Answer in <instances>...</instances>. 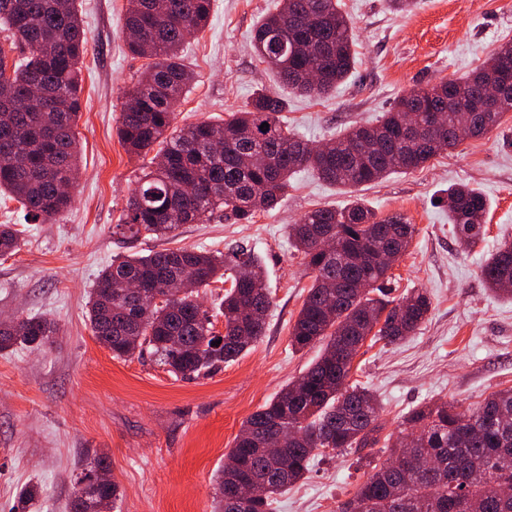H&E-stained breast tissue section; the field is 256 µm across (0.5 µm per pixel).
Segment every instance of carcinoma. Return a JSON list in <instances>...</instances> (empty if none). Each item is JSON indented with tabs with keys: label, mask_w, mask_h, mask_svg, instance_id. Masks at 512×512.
Instances as JSON below:
<instances>
[{
	"label": "carcinoma",
	"mask_w": 512,
	"mask_h": 512,
	"mask_svg": "<svg viewBox=\"0 0 512 512\" xmlns=\"http://www.w3.org/2000/svg\"><path fill=\"white\" fill-rule=\"evenodd\" d=\"M127 0L125 34L132 54L150 60L146 74L124 91L118 138L146 160L117 232L133 239L165 237L216 211L250 224L279 205L300 168L340 188H354L392 173L413 171L463 141L482 136L512 112V42L494 50L478 71L460 79L415 86L374 124L344 129L315 150L282 119L288 95L324 97L345 81L355 53L353 30L340 0H283L259 21L252 37L258 60L278 89L261 86L245 108L220 124L175 126L176 109L194 81L182 60L185 29H203L213 0ZM0 24L11 31L0 45V194L7 193L33 219L48 220L70 206L80 149L75 127L81 110L80 64L88 39L77 0H0ZM22 58L9 60V53ZM322 75L315 87L304 74ZM495 83L502 97L476 114L474 127L457 133L456 117L474 109ZM416 115V137L403 131ZM443 115V125L431 116ZM269 128H261L263 123ZM448 218L459 243L470 248L485 235L486 198L462 183L446 190ZM416 233L402 214L379 217L355 199L340 208L319 207L288 226L311 284L291 331V345L315 344L323 352L297 380L248 417L219 477L213 512H274L275 496L301 480L328 451L372 448L378 443L381 407L370 390L348 383L367 337L387 344L417 334L432 307L415 289L394 299L385 288L390 262L399 260ZM19 250L17 231L0 225V256ZM247 269L240 278L238 269ZM224 333L200 300L219 278ZM489 288L512 298V239L504 238L482 266ZM135 280L145 291L166 282L170 293L147 305L118 285ZM369 285L365 292L359 282ZM271 297L261 260L247 246L231 254L197 248L128 255L98 276L88 301L94 336L116 358L148 356L183 379L216 372L236 360L266 332ZM56 333L44 317L0 322V351L41 346ZM217 345H212V342ZM413 443L392 445L390 457L339 512H512V388L465 408L453 402L411 410L403 420ZM278 427L282 451L264 436ZM258 480L253 496L234 498L237 485Z\"/></svg>",
	"instance_id": "carcinoma-1"
}]
</instances>
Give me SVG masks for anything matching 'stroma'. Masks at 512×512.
Wrapping results in <instances>:
<instances>
[{
  "instance_id": "1",
  "label": "stroma",
  "mask_w": 512,
  "mask_h": 512,
  "mask_svg": "<svg viewBox=\"0 0 512 512\" xmlns=\"http://www.w3.org/2000/svg\"><path fill=\"white\" fill-rule=\"evenodd\" d=\"M88 38L82 68L81 173L71 206L33 221L0 196V224L16 225L21 248L0 257V321L43 316L57 327L41 348L0 352V512H16L29 484L41 488L33 512H67L74 477L87 459L111 463L117 512H213L215 480L242 422L300 376L320 353L290 344L289 331L311 283L288 227L304 212L360 198L378 215H404L416 233L391 270L394 298L426 289L430 315L395 345L366 340L351 380L379 400L380 442L333 452L279 497L274 512H337L388 456L405 415L424 403L477 402L512 387V301L487 288L481 266L512 235V112L424 168L343 190L298 171L282 203L238 224L216 217L186 224L174 237L130 241L114 227L142 171L117 138L123 92L148 65L132 55L123 31L127 0H78ZM282 0H214L208 25L184 44L196 75L177 125L223 122L254 90L271 85L251 50L259 20ZM353 27L356 61L323 99L292 96L284 119L299 137L322 144L350 125L373 122L408 89L455 79L481 67L512 41V0H418L392 12L387 0H341ZM453 183L477 188L489 203L486 235L460 247L441 196ZM244 244L260 257L271 291L267 330L238 360L196 379L175 377L150 359L113 357L87 321L102 269L131 253L164 248L227 250Z\"/></svg>"
}]
</instances>
